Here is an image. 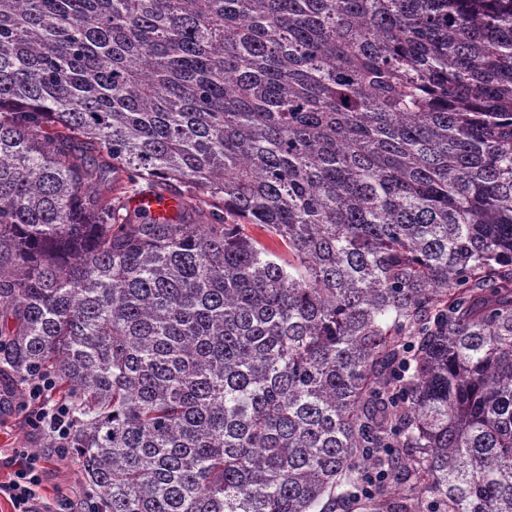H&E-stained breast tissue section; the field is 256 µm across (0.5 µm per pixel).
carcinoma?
I'll return each mask as SVG.
<instances>
[{
	"instance_id": "obj_1",
	"label": "carcinoma",
	"mask_w": 512,
	"mask_h": 512,
	"mask_svg": "<svg viewBox=\"0 0 512 512\" xmlns=\"http://www.w3.org/2000/svg\"><path fill=\"white\" fill-rule=\"evenodd\" d=\"M0 336L98 512H512V0H0Z\"/></svg>"
}]
</instances>
